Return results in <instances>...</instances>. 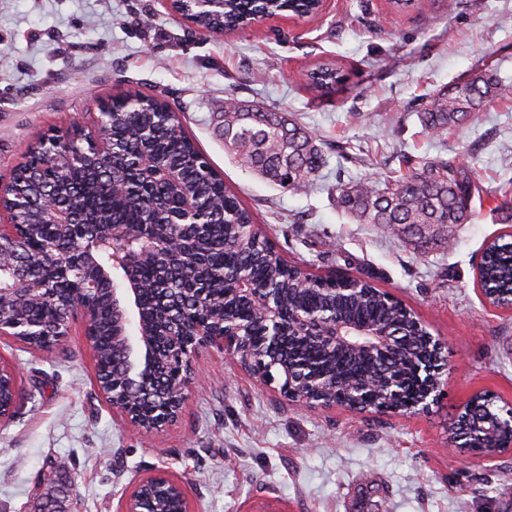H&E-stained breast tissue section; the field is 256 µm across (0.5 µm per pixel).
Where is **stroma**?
<instances>
[{"instance_id": "stroma-1", "label": "stroma", "mask_w": 512, "mask_h": 512, "mask_svg": "<svg viewBox=\"0 0 512 512\" xmlns=\"http://www.w3.org/2000/svg\"><path fill=\"white\" fill-rule=\"evenodd\" d=\"M418 3L400 13L390 0H324L311 18L194 33L164 0H0V183L28 146L76 119L92 127L97 101L165 100L289 261L371 280L445 342L447 359L429 411L360 413L291 401L203 349L180 417L145 437L100 395L81 323L46 350L0 336L19 386L0 425V512H40L51 495L61 512H117L156 472L185 479L193 512H512V451L446 448L472 395L512 404V310L488 306L474 276L485 243L512 233L494 200L512 181V0ZM323 63L346 77L325 98L307 82ZM485 68L502 95L446 136L428 135L422 100ZM231 96L320 138L315 190L274 187L225 152ZM406 155L456 156L474 172L473 219L453 227L448 248L416 252L336 207L337 180L380 178ZM48 472L52 484H40Z\"/></svg>"}]
</instances>
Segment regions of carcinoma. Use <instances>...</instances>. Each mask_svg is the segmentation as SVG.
I'll return each mask as SVG.
<instances>
[{"label":"carcinoma","mask_w":512,"mask_h":512,"mask_svg":"<svg viewBox=\"0 0 512 512\" xmlns=\"http://www.w3.org/2000/svg\"><path fill=\"white\" fill-rule=\"evenodd\" d=\"M178 8L193 19L201 31L231 29L258 11L268 15L313 13L319 0H224V12L201 16L192 0H176ZM309 79L327 92L342 83L341 73L330 66L312 70ZM501 95L490 73L456 83L429 98L418 112L428 133L443 137L448 129L469 120ZM166 105L144 96L134 108L125 97L112 99V118L99 136L112 142V162L95 160V148L81 145L77 131L56 137L47 156L19 164L13 172L14 191L28 201L23 219L31 225L24 243L30 254L28 279L44 295L38 303L17 301L4 317L20 316L42 325L43 336L60 332L67 304L73 293L94 284L88 296L95 311L93 353L101 386L131 403L123 358L113 336L121 318L112 308V289L117 283L97 278L96 269L77 273L61 271L65 256L81 246L82 235L97 224L118 228L151 225L152 233L175 232L183 242V267L168 273L148 259L138 263L136 274L179 295L188 334L204 324L223 331L238 326L245 335L258 338L263 327L250 309L232 297V289L245 283L250 288L279 292L287 311L309 313L319 318H342L351 324L378 325L398 337L400 344L384 357L343 349L325 348L299 338L292 328L288 353L294 374L321 376L327 385L323 397L337 399L348 394L360 407L406 408L420 389L416 368L425 352L426 330L414 321L413 312L367 281L356 292L302 267L285 261L269 238L252 229L254 219L238 196L224 184L209 159L187 135L178 113L163 116ZM224 148L256 175L284 190L312 188L324 164L321 146L311 132L291 122L286 113L246 109L236 98L224 101ZM148 156L161 169L179 174L175 189L161 178L142 174L140 163ZM406 173L400 177L338 182L336 202L359 224H374L420 250L448 243L451 228L467 223L472 214L476 185L472 170L452 157L415 159L404 157ZM49 196L58 209L74 214L69 228L39 223L34 206ZM138 250L117 236L99 248L98 260L112 266V253ZM477 279L492 305L512 302V240L502 235L483 250ZM164 293L148 292L140 302L139 317L155 336L172 332L164 315ZM399 381L398 392L387 384ZM498 397L485 391L470 399L469 409L481 416L497 406ZM455 442L463 451L487 455L512 446V431L497 428L459 432Z\"/></svg>","instance_id":"1"}]
</instances>
